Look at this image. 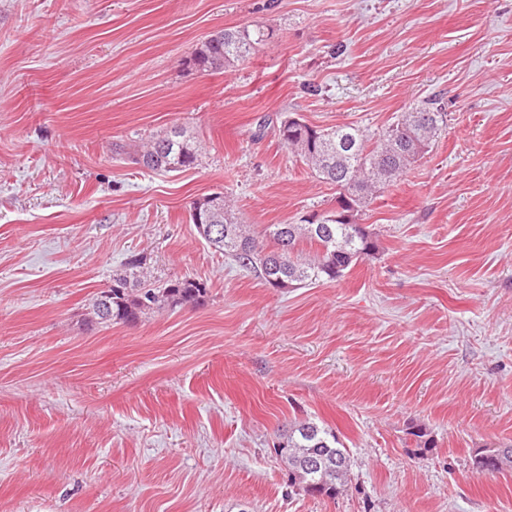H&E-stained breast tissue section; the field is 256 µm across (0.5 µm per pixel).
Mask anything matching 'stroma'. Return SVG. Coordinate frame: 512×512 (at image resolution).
Returning a JSON list of instances; mask_svg holds the SVG:
<instances>
[{
    "instance_id": "stroma-1",
    "label": "stroma",
    "mask_w": 512,
    "mask_h": 512,
    "mask_svg": "<svg viewBox=\"0 0 512 512\" xmlns=\"http://www.w3.org/2000/svg\"><path fill=\"white\" fill-rule=\"evenodd\" d=\"M273 37L229 70L213 31ZM448 125L363 216L377 251L272 288L192 201L253 230L335 205L283 113L377 132L430 97ZM181 126L199 163L116 154ZM133 254L207 296L137 323L89 307ZM312 419L349 448L313 497L277 454ZM512 0H0V512H512ZM269 35L259 24L224 28L203 41L189 63L202 72L230 69L258 52Z\"/></svg>"
}]
</instances>
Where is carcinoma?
Masks as SVG:
<instances>
[{"mask_svg":"<svg viewBox=\"0 0 512 512\" xmlns=\"http://www.w3.org/2000/svg\"><path fill=\"white\" fill-rule=\"evenodd\" d=\"M269 35L259 24L224 28L203 41L189 63L202 72L230 69L258 52ZM447 116L442 101L430 98L371 136L353 124L319 128L286 114L280 118L282 140L315 176L336 186V209L315 222L271 224L257 235L228 208L224 193L216 192L206 196L209 210L201 212V217L217 232H204L201 237L273 288L332 282L374 253L373 233L359 223L364 208L429 151L446 126ZM193 140L187 129L175 127L143 151L130 152L123 145L115 150L136 155L152 171L181 172L198 162ZM144 265L145 260L137 254L127 258L123 271L112 275L120 290L110 296L99 292L92 303L91 319L132 324L165 308L197 304L207 295L204 284L190 278L143 286ZM279 453L288 461L292 484L310 495L334 498L347 482L350 453L329 427L309 419L293 422ZM317 457L332 458L336 463L330 469L309 467Z\"/></svg>","mask_w":512,"mask_h":512,"instance_id":"obj_1","label":"carcinoma"}]
</instances>
